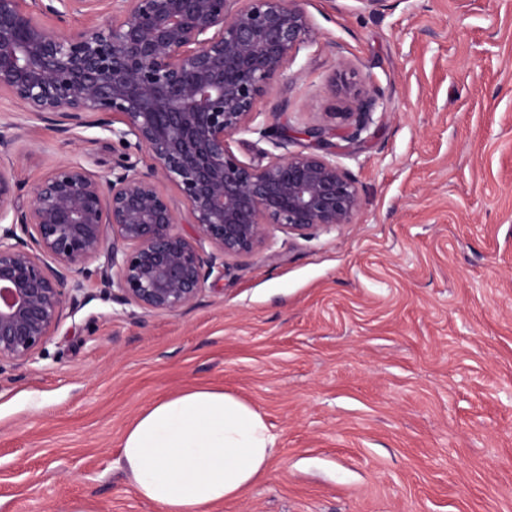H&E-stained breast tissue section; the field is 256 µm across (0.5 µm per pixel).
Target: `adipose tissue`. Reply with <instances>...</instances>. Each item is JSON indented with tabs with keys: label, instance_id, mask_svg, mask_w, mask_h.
<instances>
[{
	"label": "adipose tissue",
	"instance_id": "adipose-tissue-1",
	"mask_svg": "<svg viewBox=\"0 0 512 512\" xmlns=\"http://www.w3.org/2000/svg\"><path fill=\"white\" fill-rule=\"evenodd\" d=\"M275 444L251 406L221 389L190 388L142 411L121 455L141 500L162 512H209L266 473Z\"/></svg>",
	"mask_w": 512,
	"mask_h": 512
}]
</instances>
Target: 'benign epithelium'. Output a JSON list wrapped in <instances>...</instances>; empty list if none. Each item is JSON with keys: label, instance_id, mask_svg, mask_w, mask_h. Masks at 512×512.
<instances>
[{"label": "benign epithelium", "instance_id": "1", "mask_svg": "<svg viewBox=\"0 0 512 512\" xmlns=\"http://www.w3.org/2000/svg\"><path fill=\"white\" fill-rule=\"evenodd\" d=\"M301 2L0 0V96L63 133L106 129L121 148L104 176L55 165L20 209L14 162L1 160L17 124H0V363L35 359L82 278L97 277L124 305L177 314L229 262L271 250L275 232L353 223L361 195L331 138L363 143L379 96L371 77L357 112L344 114L352 129L331 127L336 113L323 112L301 130L304 151L264 164L233 151L260 116L257 102L278 93L290 62L319 38ZM75 15L87 22L71 25ZM167 184L186 203L182 219Z\"/></svg>", "mask_w": 512, "mask_h": 512}]
</instances>
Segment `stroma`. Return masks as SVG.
I'll return each instance as SVG.
<instances>
[{"instance_id": "1", "label": "stroma", "mask_w": 512, "mask_h": 512, "mask_svg": "<svg viewBox=\"0 0 512 512\" xmlns=\"http://www.w3.org/2000/svg\"><path fill=\"white\" fill-rule=\"evenodd\" d=\"M320 37L259 120L296 129L380 90L336 163L352 223L276 234L178 314L84 282L36 361L0 366V512H161L119 463L159 398L215 386L277 436L265 473L210 512H512V0H306ZM282 111H275L277 100ZM16 178L98 174L112 134L27 121Z\"/></svg>"}]
</instances>
